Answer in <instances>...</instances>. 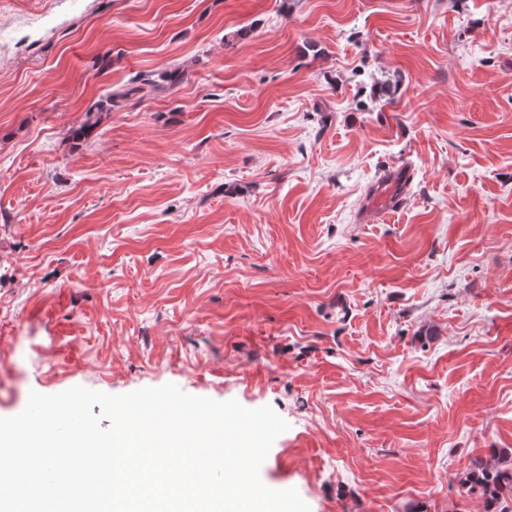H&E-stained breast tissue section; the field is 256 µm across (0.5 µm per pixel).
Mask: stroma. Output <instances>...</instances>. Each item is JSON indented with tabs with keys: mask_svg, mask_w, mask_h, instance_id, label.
Masks as SVG:
<instances>
[{
	"mask_svg": "<svg viewBox=\"0 0 512 512\" xmlns=\"http://www.w3.org/2000/svg\"><path fill=\"white\" fill-rule=\"evenodd\" d=\"M168 383L271 406L260 478L310 512H484L452 480L512 448V0H0V417Z\"/></svg>",
	"mask_w": 512,
	"mask_h": 512,
	"instance_id": "obj_1",
	"label": "stroma"
}]
</instances>
